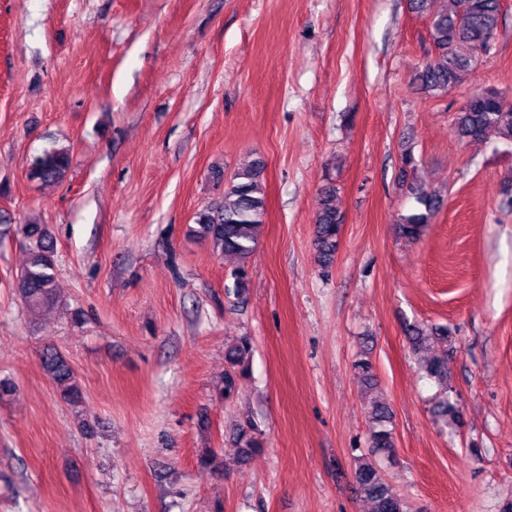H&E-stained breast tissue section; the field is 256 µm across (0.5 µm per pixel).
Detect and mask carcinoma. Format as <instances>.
Here are the masks:
<instances>
[{
	"label": "carcinoma",
	"mask_w": 512,
	"mask_h": 512,
	"mask_svg": "<svg viewBox=\"0 0 512 512\" xmlns=\"http://www.w3.org/2000/svg\"><path fill=\"white\" fill-rule=\"evenodd\" d=\"M409 9L429 20V35L433 53L415 73L413 81L423 92L434 98L472 75L480 53L491 52L499 29L501 0H409ZM453 131L461 140L496 139L512 145V102L492 88H476L453 118ZM71 157L66 148L51 147L33 156L28 164V177L42 183L62 180L69 170ZM264 164L255 160L239 168L231 177L220 202L196 213L195 233L210 241L218 255L232 254L239 265L231 274L234 292H246L249 277L247 260L255 250L265 224L266 203L262 193L261 174ZM406 191L416 199L420 208L404 215L398 223L399 234L408 240L419 239L443 199L425 192L416 182L405 184ZM334 187L321 191L318 198V218L314 230V248L320 265L331 264L342 230V215L336 205ZM27 261L17 276L15 288L27 309L54 307L57 299L56 250L47 225L30 221L19 227ZM412 350L419 355L421 370L433 380L439 394L435 401L436 414L443 421L460 420L459 409L448 399V358L428 355L427 343L434 339L448 340V328H424L410 324L405 329ZM253 344L248 336L239 337L225 349L228 370L224 373L221 396L226 400L238 394L239 377L245 374ZM42 366L60 389L65 403L74 406L81 402L83 392L74 370L63 354L53 346L42 351ZM358 380L366 387L375 385L369 356H360L355 364ZM369 439L377 452L391 454L395 448L393 413L388 405L374 400L368 402ZM237 443L244 455L263 448L257 422L248 417L238 426ZM355 480L361 495L372 505L371 512H408V505L395 494L375 462L361 458L355 469Z\"/></svg>",
	"instance_id": "1"
}]
</instances>
